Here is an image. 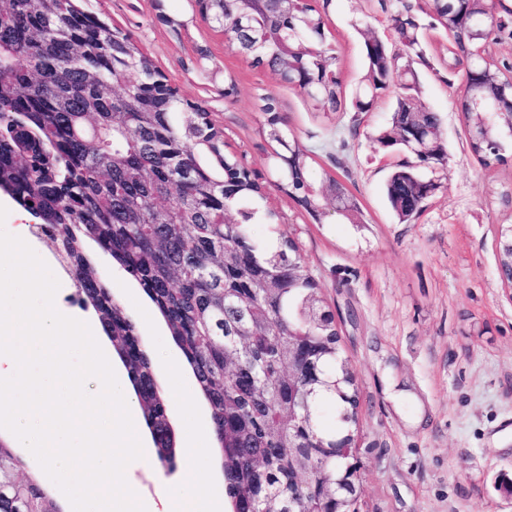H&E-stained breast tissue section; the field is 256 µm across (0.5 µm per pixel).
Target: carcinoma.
Segmentation results:
<instances>
[{"mask_svg":"<svg viewBox=\"0 0 512 512\" xmlns=\"http://www.w3.org/2000/svg\"><path fill=\"white\" fill-rule=\"evenodd\" d=\"M199 13L228 31L236 48L264 40L253 66L299 82L298 93L326 112L362 114L424 59L418 12L450 37L448 67L473 61L470 96L460 111L474 134L469 148L480 164L503 162V134L512 113V63L486 54L488 0H421L391 16L390 35L368 34L364 74L346 98L335 48L326 42L320 10L311 0L288 8L277 0H195ZM495 30L512 41V0H498ZM297 54L283 59L282 39ZM398 84L392 129L377 137L388 153L410 159L392 171L388 202L410 223L440 183L424 174L446 163L441 119ZM275 153L274 186L315 220L324 198L310 174V155L279 115L270 95L259 96ZM224 130L204 111L157 84L152 62L132 38L86 10L81 0H0V192L40 229L52 254L77 282L112 347L123 359L152 433L157 457L173 467L174 440L167 398L151 357L84 252L95 242L154 304L208 402L230 505L275 497L274 509L315 502L319 512H354L360 481L352 450L358 391L341 357L330 310L311 320L321 301L295 240L266 245L254 224H276L265 186L225 152ZM335 193L349 204L344 220L364 223L347 185ZM498 268L512 269V224L498 229ZM267 317L257 335L239 336L250 310ZM299 333L317 373L309 381L288 365L279 346ZM244 339L241 346L238 339ZM310 459L308 494L292 465L293 452ZM0 441V512H61Z\"/></svg>","mask_w":512,"mask_h":512,"instance_id":"cac0c4a2","label":"carcinoma"}]
</instances>
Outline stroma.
<instances>
[{
  "mask_svg": "<svg viewBox=\"0 0 512 512\" xmlns=\"http://www.w3.org/2000/svg\"><path fill=\"white\" fill-rule=\"evenodd\" d=\"M397 0H333L326 40L339 57L348 91L364 71L363 34L383 31ZM86 6L131 34L139 48L179 89L211 112L234 153L262 184L276 225L252 228L262 242L294 239L325 306L334 312L343 358L355 377L360 408L353 445L361 465V512H512V288L498 273L497 230L512 224V142L503 163L486 168L469 149V133L455 91L465 66L448 69V37L421 17L426 61L416 67L418 98L438 112L448 152L443 186L410 224L399 223L384 193L400 156L383 154L377 136L389 130L393 93L372 111L349 115L315 107L269 71L232 50L221 29L201 18L193 0H87ZM236 90L225 95L224 79ZM273 96L292 132L310 154L316 184L338 178L359 199L365 221L349 224L326 210L313 220L286 194L271 189L277 145L264 130L258 94ZM27 244L60 283L57 308L98 327L82 307L72 279L36 235ZM85 251L113 298L137 326L153 355V372L169 388L168 367L184 356L139 284L95 243ZM176 444L193 423L210 424L201 394L169 397ZM138 435L146 451L125 477L145 506L162 508L171 492L193 498L224 492L218 452L188 470L183 460L163 467L146 423Z\"/></svg>",
  "mask_w": 512,
  "mask_h": 512,
  "instance_id": "35a3bbf8",
  "label": "stroma"
}]
</instances>
